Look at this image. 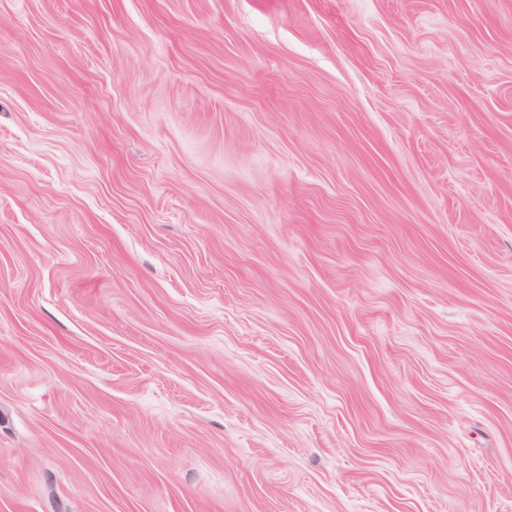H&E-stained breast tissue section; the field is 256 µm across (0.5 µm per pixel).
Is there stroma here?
I'll list each match as a JSON object with an SVG mask.
<instances>
[{
	"mask_svg": "<svg viewBox=\"0 0 512 512\" xmlns=\"http://www.w3.org/2000/svg\"><path fill=\"white\" fill-rule=\"evenodd\" d=\"M0 512H512V0H0Z\"/></svg>",
	"mask_w": 512,
	"mask_h": 512,
	"instance_id": "obj_1",
	"label": "stroma"
}]
</instances>
